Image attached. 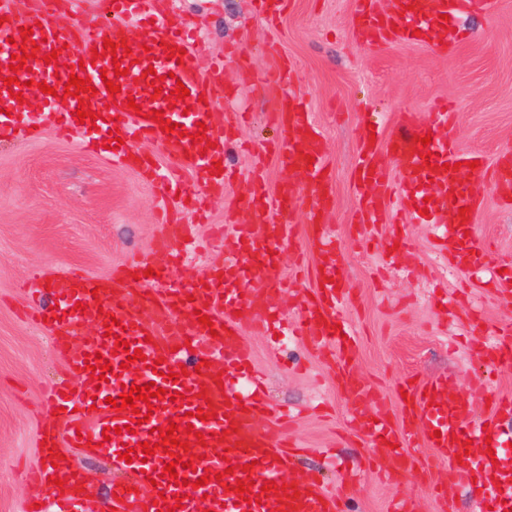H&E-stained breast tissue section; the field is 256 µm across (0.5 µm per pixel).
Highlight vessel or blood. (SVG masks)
Listing matches in <instances>:
<instances>
[{
	"label": "vessel or blood",
	"mask_w": 512,
	"mask_h": 512,
	"mask_svg": "<svg viewBox=\"0 0 512 512\" xmlns=\"http://www.w3.org/2000/svg\"><path fill=\"white\" fill-rule=\"evenodd\" d=\"M80 0H32L27 11L18 13L11 0H0V136L12 137L18 110L15 95L27 92L42 100V123L52 125L67 138L80 137L86 148L98 150L108 143L110 131H117L120 142L112 155L123 164L135 165L142 181H160L159 166L153 160L129 150L134 141L172 143V165L192 174L190 184H177L183 199L196 195L197 185L212 191L224 188V176L216 175L214 165L222 160L232 138L231 126H216L211 102L217 80L202 74L188 51L193 43L184 25L170 20V0H109L112 17L117 21H137L153 28L147 48L126 52L117 47L115 55L93 58L92 51L102 48L112 38L110 26L80 14ZM497 0H356L353 35L360 44L376 49L386 45L412 42L413 31H420L421 41L439 47L448 45V29L441 26V15L456 17L467 9L493 11ZM75 15V27L62 32L55 23L60 11ZM31 29L41 61L33 69L11 71L13 54L19 53L16 41L22 29ZM184 49L182 59L169 55L170 47ZM59 50L66 64L43 63L44 55ZM120 64L122 72L113 76L117 94H110L101 79L102 69ZM163 79L164 87L183 83L189 97L182 100L188 113L177 116L163 97L153 96L148 69ZM84 73L90 77L96 93L91 109L98 118L95 124L78 123V100L64 95L70 74ZM17 76L16 85L5 80ZM54 87V94L41 93L38 84ZM160 110L165 120L178 123V132L156 129L149 115ZM274 121L282 125L284 138L275 150L293 174L291 182L278 192L279 208L291 204L295 187L307 190L309 199L307 237L314 245L319 265L323 266L327 284L315 289L313 300L307 301L300 318L293 323L297 335L313 339L323 356L336 371L340 384L349 383L350 359L357 351L355 334L344 335L334 326L341 320L345 296L337 290L332 278L343 265V254L335 239L324 230V217L334 199L330 177L324 172L325 153L321 130L301 98L286 96L280 109L273 112ZM436 122L445 128L443 137L431 139V159L419 156L417 148L422 137H429L411 116H402L394 126L385 152L393 155L403 173L400 185H393L377 147L370 139H362L355 161L356 187L361 195V220L380 223L393 195L403 203H411L419 185H428L432 198L428 203L430 221L438 229L439 253L449 267L466 271L486 265L488 254L476 236H469L461 223L460 208L476 207L472 185L491 180L498 195L512 198V160L505 159L494 167L469 169L473 156L463 151L451 133L454 115L447 108L435 114ZM205 123L209 148L195 143L198 123ZM314 163H307V156ZM247 223L233 225L224 235V248L229 256L223 270L212 271L182 288L164 292L151 300L152 318H144L143 303L135 295L140 283L136 274L155 269L161 277H169L182 251L194 246L192 236H184L181 248H174L166 235H159L148 257H131L113 270L110 278L90 276L73 269L57 277V297L65 308L58 314H47L41 308L29 311L35 323H48L53 345L65 358L71 372L79 379V387L61 381L46 390L47 421L40 429L41 439L58 448L76 447L80 438H89L92 445L104 446L121 478L112 484L113 495L96 505L83 496L60 494L51 477H64L74 470L71 459L59 460L57 467L34 470L29 480L41 487L44 494L57 498L60 512H167L175 503H182V512H198L199 502H207L210 512H344L341 492L323 488L315 475L296 480L294 492L262 497L260 503H246L242 494L234 492L237 481L250 483L252 494L260 495L265 482L286 483L294 464L295 444L288 437L287 414L276 416L274 426L263 422L269 409L259 388L240 391L233 382L234 374H247L251 359L239 336V326L249 321L265 327H279L280 290L275 283L279 273L274 251L292 239L288 224L272 221L269 204L264 203L265 190L261 167H254L248 179ZM260 275L273 283L260 296L246 293L243 284L250 276ZM83 303V310H74V303ZM208 315L218 325V335L199 324V315ZM78 323L108 325V334L86 337L74 343V326ZM129 341L131 348L141 349L143 357L129 361L127 353L116 352V339ZM480 356L494 355L497 365H512V329L500 331L493 345L480 349ZM99 360L107 372L102 381L91 380L89 361ZM155 383L163 393L151 403L136 401L134 408L115 410L107 397H118L124 387ZM358 404L378 402L373 387L350 385ZM400 391L406 392L402 405L403 423L394 425L388 418L372 419L370 414L353 416L354 431L373 438L374 442L392 444L387 456L393 465H400L405 450L412 442H423L448 463L449 482L465 485L470 490L498 487L493 512H512V443L501 434V421L512 416V398L492 397L480 420H473L468 399L449 391L448 381L435 378L425 383L402 381ZM149 413L146 423H138V413ZM177 424L176 438L188 442L193 453L191 467L177 466V478L164 472L171 454L156 452L144 456L140 444L158 443L160 428ZM115 428L111 439H104L105 427ZM201 432V439L187 438L186 428ZM225 457H218V450ZM131 452V461H122L124 452ZM234 472H227V465ZM208 476L206 485L197 479Z\"/></svg>",
	"instance_id": "vessel-or-blood-1"
}]
</instances>
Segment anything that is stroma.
<instances>
[{"mask_svg": "<svg viewBox=\"0 0 512 512\" xmlns=\"http://www.w3.org/2000/svg\"><path fill=\"white\" fill-rule=\"evenodd\" d=\"M353 9L354 0H291L271 24L255 14L252 0H172L173 19L197 30L200 71L224 63L223 84L233 96H217L215 123L224 125L230 110L245 118L234 130L239 147L225 159L234 179L223 194L200 192L197 206L183 208L184 223L196 225L205 247L188 254L169 282L177 287L223 266L224 244L213 230L229 219L245 223L246 176L258 152L266 154L267 195L289 180L269 149L283 134L270 115L290 93L306 100L323 133L335 197L325 229L344 253L343 315L359 336L352 375L375 387L382 400L376 416L402 423L396 386L405 378L422 383L444 376L458 395L476 401L490 393L512 396V370L485 366L474 352L497 330L512 327V302L495 292L498 270L512 276V205L489 185H476L481 205L475 232L491 263L458 272L435 252L434 227L420 219L418 208L390 211L381 223L363 226L351 187L361 139L372 133L386 142L407 113L432 125L441 102L456 115L453 135L463 150L480 153L490 165L512 156V0H499L491 15L473 11L456 18L459 36L445 53L430 44L364 48L351 34ZM158 202V188L142 183L132 167L103 151H82L77 140L51 127L32 138L0 140V512H25L34 495L18 469L42 463L36 442L45 418L42 388L70 376L50 331L18 315L32 300L25 283L71 267L108 277L130 255H150ZM305 214L299 201L274 216L275 223L298 229L277 258L288 281L280 301L286 321L300 317L314 289L296 276L300 264L314 262L303 233ZM392 236L405 243L396 259L384 252ZM477 319L485 326L480 335L473 331ZM240 331L268 403L299 416L292 433L309 452L292 476L321 472L325 489L336 491L344 488L346 464L363 453L372 465L347 490L345 512H390L397 500L407 512H481L468 489L448 483V464L433 449L411 445L410 464L396 475L384 449L348 433L353 400L308 338L277 337L247 322ZM70 455L89 478L92 496L107 498L118 475L109 458L82 448Z\"/></svg>", "mask_w": 512, "mask_h": 512, "instance_id": "obj_1", "label": "stroma"}]
</instances>
